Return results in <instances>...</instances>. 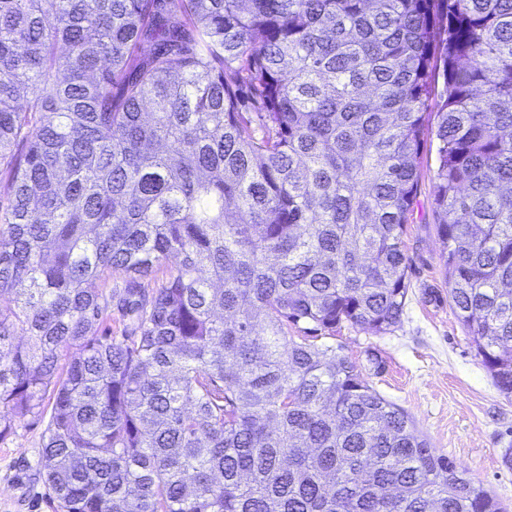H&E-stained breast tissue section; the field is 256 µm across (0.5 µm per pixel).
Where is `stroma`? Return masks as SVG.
<instances>
[{
    "label": "stroma",
    "mask_w": 512,
    "mask_h": 512,
    "mask_svg": "<svg viewBox=\"0 0 512 512\" xmlns=\"http://www.w3.org/2000/svg\"><path fill=\"white\" fill-rule=\"evenodd\" d=\"M435 165L422 163L405 257L409 288L400 323L372 334L342 325L332 340L386 400L402 409L436 454L453 459L473 484L512 512V396L502 394L448 300L441 239L435 230ZM382 366H374L373 357ZM39 420L0 441V512H56L42 467Z\"/></svg>",
    "instance_id": "stroma-1"
}]
</instances>
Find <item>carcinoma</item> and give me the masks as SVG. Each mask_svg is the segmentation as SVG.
Wrapping results in <instances>:
<instances>
[{"mask_svg": "<svg viewBox=\"0 0 512 512\" xmlns=\"http://www.w3.org/2000/svg\"><path fill=\"white\" fill-rule=\"evenodd\" d=\"M434 139L512 396V0H0V440L48 418L59 512H508L326 343L401 321Z\"/></svg>", "mask_w": 512, "mask_h": 512, "instance_id": "obj_1", "label": "carcinoma"}]
</instances>
